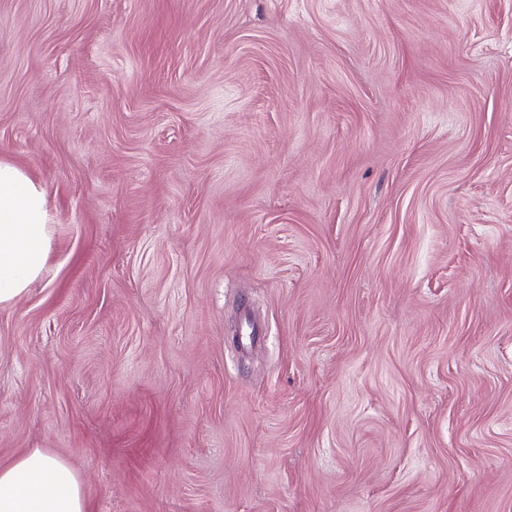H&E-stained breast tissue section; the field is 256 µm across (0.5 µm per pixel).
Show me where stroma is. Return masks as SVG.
Instances as JSON below:
<instances>
[{
    "label": "stroma",
    "instance_id": "1",
    "mask_svg": "<svg viewBox=\"0 0 512 512\" xmlns=\"http://www.w3.org/2000/svg\"><path fill=\"white\" fill-rule=\"evenodd\" d=\"M0 464L92 512H512V0H0ZM49 249L44 189L0 161V307L14 304L42 274ZM0 512H90L78 474L63 459L30 448L0 465Z\"/></svg>",
    "mask_w": 512,
    "mask_h": 512
}]
</instances>
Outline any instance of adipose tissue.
Segmentation results:
<instances>
[{"mask_svg":"<svg viewBox=\"0 0 512 512\" xmlns=\"http://www.w3.org/2000/svg\"><path fill=\"white\" fill-rule=\"evenodd\" d=\"M50 249L44 189L0 161V307L14 304L38 278ZM0 512H90L75 470L32 448L0 465Z\"/></svg>","mask_w":512,"mask_h":512,"instance_id":"1","label":"adipose tissue"}]
</instances>
